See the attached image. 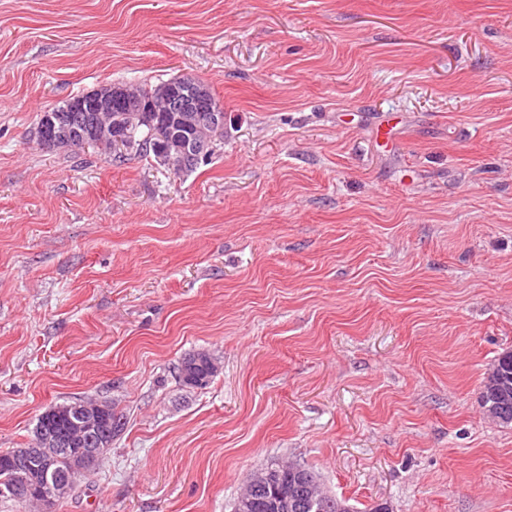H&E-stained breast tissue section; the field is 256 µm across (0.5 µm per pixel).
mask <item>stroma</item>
I'll return each mask as SVG.
<instances>
[{"instance_id": "1", "label": "stroma", "mask_w": 512, "mask_h": 512, "mask_svg": "<svg viewBox=\"0 0 512 512\" xmlns=\"http://www.w3.org/2000/svg\"><path fill=\"white\" fill-rule=\"evenodd\" d=\"M173 76L224 107L208 165L39 146ZM507 350L512 0H0V452L66 401L126 418L55 512H232L272 461L354 512H512ZM506 353L509 351L499 355L492 366L493 369L496 368L497 374H501L506 379L508 385L506 387H488L484 380L480 399L486 412H494L508 418L506 421V419L491 415L500 424L509 426L512 425V352L510 351V354L506 355L508 361L502 358Z\"/></svg>"}]
</instances>
